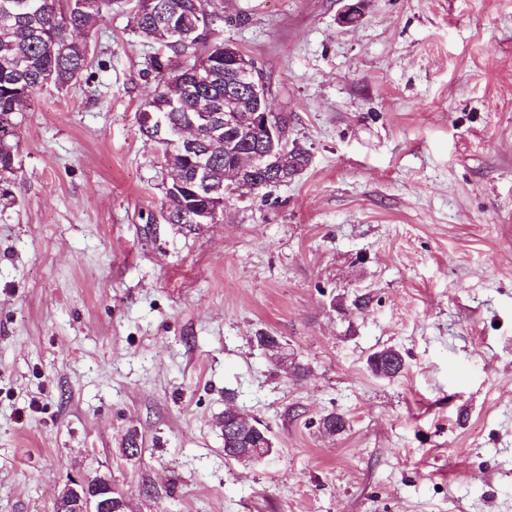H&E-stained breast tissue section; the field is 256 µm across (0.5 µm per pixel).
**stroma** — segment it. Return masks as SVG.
<instances>
[{
    "label": "stroma",
    "instance_id": "stroma-1",
    "mask_svg": "<svg viewBox=\"0 0 512 512\" xmlns=\"http://www.w3.org/2000/svg\"><path fill=\"white\" fill-rule=\"evenodd\" d=\"M134 6L88 34L89 76L19 118L0 512H53L100 474L133 512H512V0H215L310 161L192 233L164 222L139 132L158 46ZM390 347L405 368L377 377ZM228 404L269 429L262 463L225 460ZM368 364L375 375L380 371H388L387 377L390 378L398 375L403 370L404 359L398 350L386 348L374 353L370 357ZM387 366L389 367V370H386Z\"/></svg>",
    "mask_w": 512,
    "mask_h": 512
}]
</instances>
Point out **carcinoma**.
Masks as SVG:
<instances>
[{
    "label": "carcinoma",
    "mask_w": 512,
    "mask_h": 512,
    "mask_svg": "<svg viewBox=\"0 0 512 512\" xmlns=\"http://www.w3.org/2000/svg\"><path fill=\"white\" fill-rule=\"evenodd\" d=\"M112 10V0H0V211L15 205L9 185L18 155L17 114L25 112L34 94L45 84L66 87L90 66L86 44L70 38L73 31L95 29ZM212 16L204 0H149L136 2L133 26L137 34L163 47V55L149 59L148 74L157 82L142 112H164L178 126L188 113L224 111V92L233 75L224 67V41L213 37ZM211 177L224 178L233 157L224 144L209 154ZM308 152L294 143L288 174L307 166ZM369 367L375 374L394 377L404 367L402 354L393 348L374 353ZM236 410L224 408V457L237 461V449L273 448L268 428L260 423L246 432L237 430ZM341 414L322 416L318 427L343 432Z\"/></svg>",
    "instance_id": "cac0c4a2"
}]
</instances>
